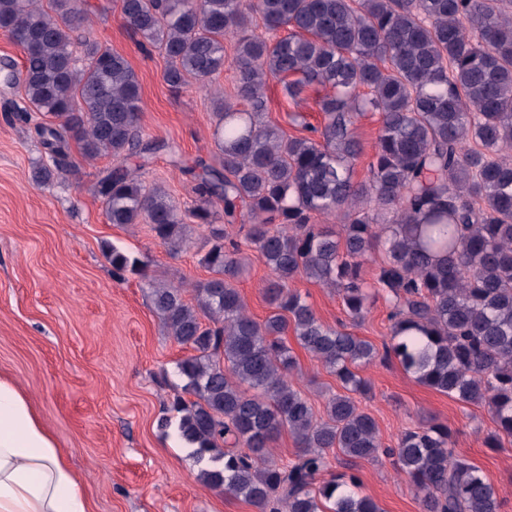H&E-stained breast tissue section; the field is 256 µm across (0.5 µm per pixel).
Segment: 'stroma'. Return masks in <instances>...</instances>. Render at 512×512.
Wrapping results in <instances>:
<instances>
[{
	"mask_svg": "<svg viewBox=\"0 0 512 512\" xmlns=\"http://www.w3.org/2000/svg\"><path fill=\"white\" fill-rule=\"evenodd\" d=\"M88 4L95 38L123 55L138 76L144 139L174 142L183 160L200 157L220 167L211 89L195 82L169 87L163 57L141 49L122 19L120 0ZM325 93L314 86L293 100L282 81L269 80V117L288 134L304 135L306 126L319 125L317 102ZM9 100L0 92V373L20 383L68 450L92 512H255L204 485L200 465L176 428L160 427L184 384L177 363L186 351L152 310L144 280L135 275L117 280L105 255L112 244L144 260L153 278L172 284L204 280L208 272L199 265L197 250L205 229H195L189 247L173 254L145 224L108 223L95 186L114 161L85 160L76 146L68 172L47 183L36 181L35 169L47 155L33 123L4 120ZM141 177L164 187L180 207L197 198L195 180L167 153L155 154ZM269 275L254 258L238 282L249 312L260 320L270 312L264 294ZM292 287L307 295L323 323H346L349 332L379 349L389 342L384 299L353 324L332 289L303 278ZM297 356L298 385L316 413H323L340 386L305 351ZM361 374L369 390L358 402L375 419L383 445H395L405 428L426 419L448 425L457 453L480 467L497 489L499 512H512V445L488 447L495 424L487 407L418 383L394 360L370 363ZM354 470L361 494L381 512H421L414 486L389 459L360 460Z\"/></svg>",
	"mask_w": 512,
	"mask_h": 512,
	"instance_id": "35a3bbf8",
	"label": "stroma"
}]
</instances>
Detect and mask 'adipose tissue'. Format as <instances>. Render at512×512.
Here are the masks:
<instances>
[{
    "label": "adipose tissue",
    "instance_id": "obj_1",
    "mask_svg": "<svg viewBox=\"0 0 512 512\" xmlns=\"http://www.w3.org/2000/svg\"><path fill=\"white\" fill-rule=\"evenodd\" d=\"M0 512H91L64 449L12 377L0 374Z\"/></svg>",
    "mask_w": 512,
    "mask_h": 512
}]
</instances>
